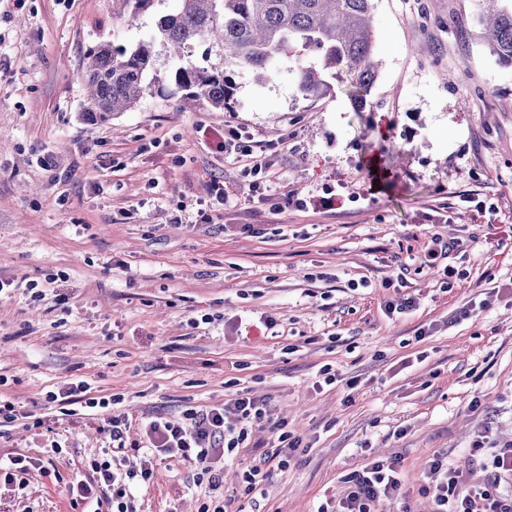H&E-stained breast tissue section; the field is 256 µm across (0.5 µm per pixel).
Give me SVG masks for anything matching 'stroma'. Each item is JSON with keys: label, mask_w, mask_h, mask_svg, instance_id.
<instances>
[{"label": "stroma", "mask_w": 512, "mask_h": 512, "mask_svg": "<svg viewBox=\"0 0 512 512\" xmlns=\"http://www.w3.org/2000/svg\"><path fill=\"white\" fill-rule=\"evenodd\" d=\"M373 4L365 111L346 75L307 99L289 69L260 82L238 68L234 110L182 109L167 82L92 125L88 49L138 42L166 0L132 26L122 0H0V393L37 413L88 380L122 395L133 441L142 419L262 397L306 450L278 467L274 436L253 429L224 491L244 467L270 475L231 512H318L376 458L398 463L410 512L433 508L434 457L486 480L476 436L512 444V68L482 43L477 0ZM228 126L265 150V201L249 196L248 159L208 148L206 131ZM216 177L228 203L208 198ZM436 237L454 247L432 262ZM409 296L415 310L386 314ZM326 365L338 380L317 386ZM99 425L55 416L67 452L32 476L33 512H73L64 487L105 447ZM193 475L158 462L141 512H197Z\"/></svg>", "instance_id": "obj_1"}]
</instances>
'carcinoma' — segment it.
Masks as SVG:
<instances>
[{"label":"carcinoma","mask_w":512,"mask_h":512,"mask_svg":"<svg viewBox=\"0 0 512 512\" xmlns=\"http://www.w3.org/2000/svg\"><path fill=\"white\" fill-rule=\"evenodd\" d=\"M127 22L139 20L156 0H122ZM175 8L157 17L134 45L107 42L89 49L80 81L87 93L82 118L109 123L168 77L192 109L231 107V71L244 68L269 80L280 67L295 65L297 87L306 98L330 91L329 69L356 78L354 101L361 105L378 76L374 50L373 0H172ZM481 39L504 67H512V0H478ZM206 45L205 63L193 57ZM309 51L318 61L304 62Z\"/></svg>","instance_id":"cac0c4a2"}]
</instances>
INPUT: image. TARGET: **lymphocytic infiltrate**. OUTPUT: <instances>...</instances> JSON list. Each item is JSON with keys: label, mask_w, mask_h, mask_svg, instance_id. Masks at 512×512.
<instances>
[{"label": "lymphocytic infiltrate", "mask_w": 512, "mask_h": 512, "mask_svg": "<svg viewBox=\"0 0 512 512\" xmlns=\"http://www.w3.org/2000/svg\"><path fill=\"white\" fill-rule=\"evenodd\" d=\"M208 137L215 152L252 157V172L266 174L264 156L239 130H212ZM44 401L76 423L105 409L110 412L102 428L110 440L109 447L103 449L99 459L91 461L83 478L72 479L65 486L76 512H140L133 487L149 485L156 462L173 458L193 466L196 484L208 488V498L199 512H227L222 492L224 459L245 447L253 426L264 422L267 415L262 400L239 394L219 404L187 409L178 423L153 417L143 424L147 451L139 468L124 472L120 469V454L127 444L130 422L125 414L113 411L121 402L120 395H93L90 384L82 380L47 392ZM38 464V459L21 453L11 454L7 463H0V512H12L27 486L26 474ZM485 468L488 477L484 485L470 487L463 484L458 470L442 460H432L428 474L438 489L434 512H512V492L501 489L502 482L512 481V447L500 449ZM349 481L350 491L338 502L336 512H376L378 506L393 505L402 498L399 469L393 461H371L353 471Z\"/></svg>", "instance_id": "1"}]
</instances>
